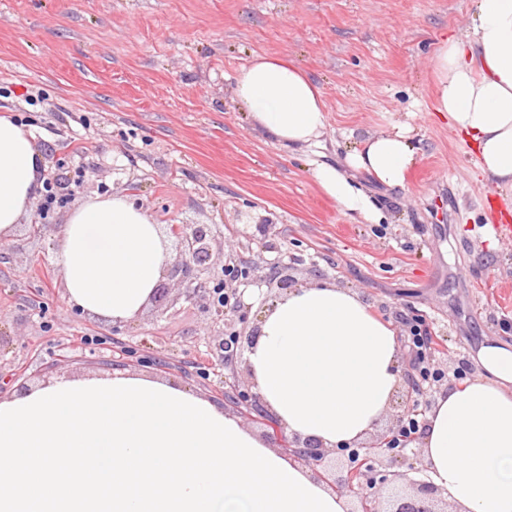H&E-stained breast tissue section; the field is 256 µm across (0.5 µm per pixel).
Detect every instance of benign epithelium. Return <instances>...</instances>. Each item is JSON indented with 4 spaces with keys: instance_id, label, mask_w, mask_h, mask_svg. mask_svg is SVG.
<instances>
[{
    "instance_id": "benign-epithelium-1",
    "label": "benign epithelium",
    "mask_w": 512,
    "mask_h": 512,
    "mask_svg": "<svg viewBox=\"0 0 512 512\" xmlns=\"http://www.w3.org/2000/svg\"><path fill=\"white\" fill-rule=\"evenodd\" d=\"M171 235L175 238L176 256L171 264V275H180L190 280L185 297L202 304V309L220 319L225 324V338L216 345L220 361L228 368L234 367L241 357L244 345L251 344L258 329L244 334L236 329V323L246 322V314L241 312V301L229 305L232 297L228 283L238 279L236 272L249 275L247 267H241L233 258H228L221 269L210 265L212 248V225L210 224H171ZM230 401L240 409V414L263 421L267 427L265 436L284 453L289 454L305 465L322 469L320 478L333 490L349 492L359 498L356 507L350 512H446L439 507L440 492L430 482L410 483V490L385 493V481L372 476L375 464L384 460H397L399 453L393 445L408 413L398 416L394 426L378 434L371 442L342 452L346 460L341 470L327 461V450L311 439L302 440L286 434L279 420L264 408L261 397L252 389H237L229 396Z\"/></svg>"
}]
</instances>
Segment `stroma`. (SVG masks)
I'll return each mask as SVG.
<instances>
[{
    "label": "stroma",
    "instance_id": "35a3bbf8",
    "mask_svg": "<svg viewBox=\"0 0 512 512\" xmlns=\"http://www.w3.org/2000/svg\"><path fill=\"white\" fill-rule=\"evenodd\" d=\"M473 0H0V115L27 117L60 178L58 204L36 198L0 245V395L61 376L125 371L188 387L224 409L246 367L215 355L220 331L179 279L162 275L175 304L151 303L112 325L66 300L52 234L95 196L123 194L154 223L211 224L212 261L242 257L254 274L234 282L247 301L280 296L269 278L291 266L294 285L316 279L359 291L391 322L421 316L442 340L444 378L428 400L480 371L486 339L512 344V240L489 249L491 215L512 192L484 181L471 147L433 112L429 58L464 30ZM288 58L320 87L327 126L285 147L254 126L235 75L256 55ZM42 92L29 104L25 92ZM407 127L419 163L406 189L350 179L379 207L386 230L346 213L318 188L314 167L345 169L368 135Z\"/></svg>",
    "mask_w": 512,
    "mask_h": 512
}]
</instances>
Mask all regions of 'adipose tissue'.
<instances>
[{
  "label": "adipose tissue",
  "mask_w": 512,
  "mask_h": 512,
  "mask_svg": "<svg viewBox=\"0 0 512 512\" xmlns=\"http://www.w3.org/2000/svg\"><path fill=\"white\" fill-rule=\"evenodd\" d=\"M435 112L472 146L482 177L512 190V0H474L464 33L431 58ZM252 123L280 144L326 127L323 94L280 56L235 78ZM418 149L405 129L368 135L348 169L405 188ZM32 134L0 118V240L42 188ZM342 209L380 210L329 164L313 172ZM68 303L110 323L148 304L171 255L122 195L75 207L55 235ZM249 379L288 435L329 449L371 433L401 386L398 331L350 288L315 280L269 302L245 354ZM480 373L440 394L419 441L425 473L463 512H512V344L486 340ZM344 497L233 414L181 385L126 371L60 377L0 399V512H347Z\"/></svg>",
  "instance_id": "obj_1"
}]
</instances>
